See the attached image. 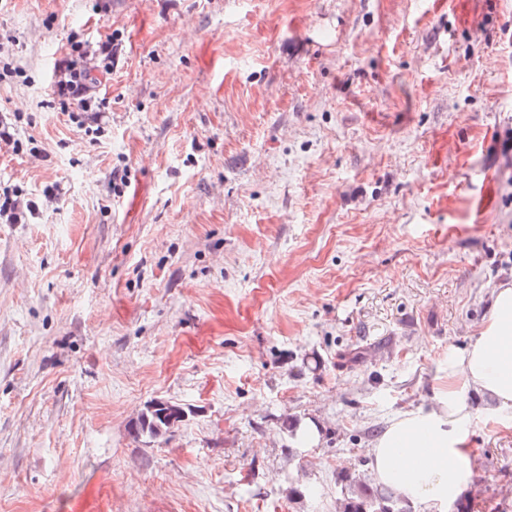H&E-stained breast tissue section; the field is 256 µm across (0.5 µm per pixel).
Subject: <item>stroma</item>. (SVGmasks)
<instances>
[{
    "label": "stroma",
    "instance_id": "35a3bbf8",
    "mask_svg": "<svg viewBox=\"0 0 512 512\" xmlns=\"http://www.w3.org/2000/svg\"><path fill=\"white\" fill-rule=\"evenodd\" d=\"M0 61V512H336L512 287V0H0ZM468 401L440 512H512ZM66 71L64 77L57 82V96L63 102L64 108H69L68 100H77L80 110L88 112L92 108L93 100L87 68H77L76 64L71 62ZM184 416L185 411L179 405L157 400L140 413L132 424V431L136 436L156 439L165 435Z\"/></svg>",
    "mask_w": 512,
    "mask_h": 512
}]
</instances>
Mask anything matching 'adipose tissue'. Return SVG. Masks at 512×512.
Returning a JSON list of instances; mask_svg holds the SVG:
<instances>
[{
  "mask_svg": "<svg viewBox=\"0 0 512 512\" xmlns=\"http://www.w3.org/2000/svg\"><path fill=\"white\" fill-rule=\"evenodd\" d=\"M512 407V287L497 291L490 316L465 349L448 352V381L425 411L393 420L367 451L378 482L428 506L457 499L473 474L468 392Z\"/></svg>",
  "mask_w": 512,
  "mask_h": 512,
  "instance_id": "ef3b65f1",
  "label": "adipose tissue"
}]
</instances>
